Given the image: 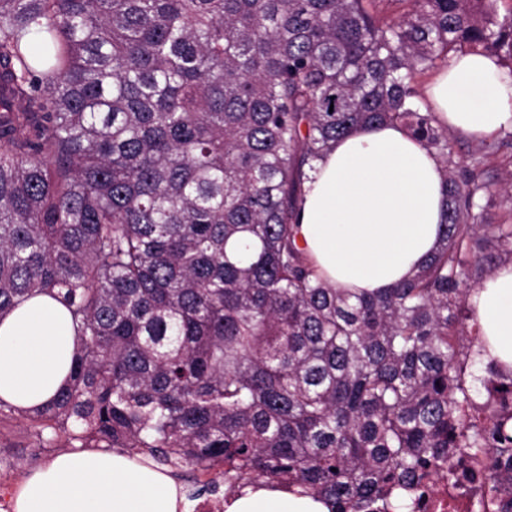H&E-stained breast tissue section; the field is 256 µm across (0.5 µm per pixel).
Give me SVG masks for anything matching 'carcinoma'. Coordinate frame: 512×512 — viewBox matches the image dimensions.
I'll list each match as a JSON object with an SVG mask.
<instances>
[{"mask_svg":"<svg viewBox=\"0 0 512 512\" xmlns=\"http://www.w3.org/2000/svg\"><path fill=\"white\" fill-rule=\"evenodd\" d=\"M499 0H0V315H73L39 441L123 448L224 485L286 482L392 512L423 478L512 450V370L461 335L462 285L512 262L490 184L459 177L417 76L512 60ZM398 123L439 156L434 255L386 293L330 287L296 244L305 167ZM487 362H475L469 369L472 373V377H469V383L472 387L473 396L476 398L478 402H483L487 398V392L484 387V382L486 380L488 386H490L489 380L491 379L490 374L486 370Z\"/></svg>","mask_w":512,"mask_h":512,"instance_id":"carcinoma-1","label":"carcinoma"}]
</instances>
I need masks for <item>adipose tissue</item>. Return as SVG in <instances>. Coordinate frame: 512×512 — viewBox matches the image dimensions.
<instances>
[{
  "label": "adipose tissue",
  "instance_id": "adipose-tissue-1",
  "mask_svg": "<svg viewBox=\"0 0 512 512\" xmlns=\"http://www.w3.org/2000/svg\"><path fill=\"white\" fill-rule=\"evenodd\" d=\"M426 97L452 132L485 138L512 127V71L491 55L456 54ZM446 212L437 156L398 125L357 129L307 173L296 241L333 287L386 291L434 253ZM486 338L485 359L512 368V264L468 295ZM78 338L68 309L35 296L0 315V400L28 411L70 380ZM164 472L115 451L67 450L21 482L14 512H178ZM227 512H327L308 497L267 489L236 497Z\"/></svg>",
  "mask_w": 512,
  "mask_h": 512
}]
</instances>
